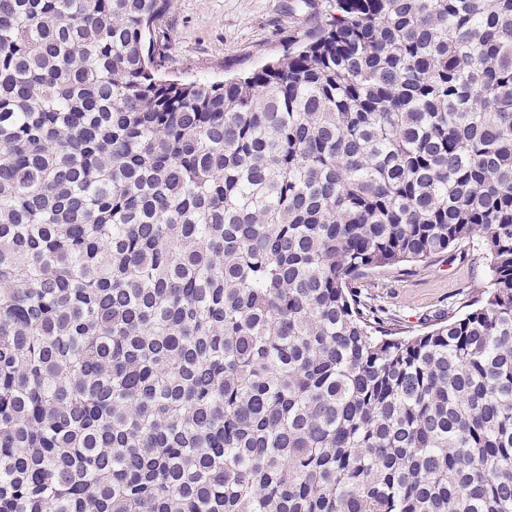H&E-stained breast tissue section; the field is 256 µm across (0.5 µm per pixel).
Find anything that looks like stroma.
I'll use <instances>...</instances> for the list:
<instances>
[{"instance_id":"1","label":"stroma","mask_w":512,"mask_h":512,"mask_svg":"<svg viewBox=\"0 0 512 512\" xmlns=\"http://www.w3.org/2000/svg\"><path fill=\"white\" fill-rule=\"evenodd\" d=\"M328 0H174L159 24L169 42L167 73L221 81L293 50L324 22ZM491 283L479 242L425 261L372 271L362 293L397 328L416 334L459 315Z\"/></svg>"}]
</instances>
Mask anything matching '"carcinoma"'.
I'll use <instances>...</instances> for the list:
<instances>
[{
	"instance_id": "cac0c4a2",
	"label": "carcinoma",
	"mask_w": 512,
	"mask_h": 512,
	"mask_svg": "<svg viewBox=\"0 0 512 512\" xmlns=\"http://www.w3.org/2000/svg\"><path fill=\"white\" fill-rule=\"evenodd\" d=\"M172 2L0 0V512H512V0L223 82ZM475 238L446 323L358 291Z\"/></svg>"
}]
</instances>
